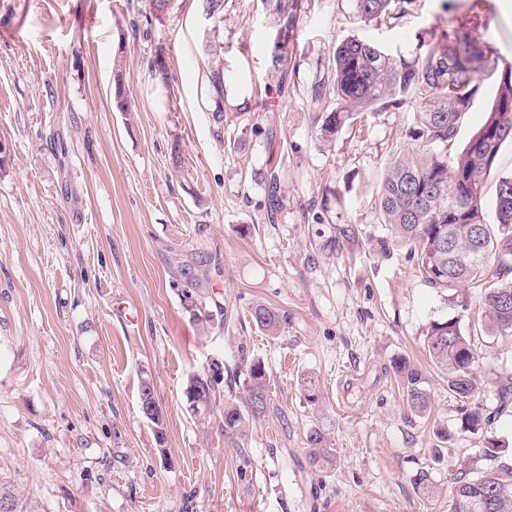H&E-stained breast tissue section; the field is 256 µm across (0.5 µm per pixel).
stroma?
<instances>
[{
  "label": "stroma",
  "mask_w": 512,
  "mask_h": 512,
  "mask_svg": "<svg viewBox=\"0 0 512 512\" xmlns=\"http://www.w3.org/2000/svg\"><path fill=\"white\" fill-rule=\"evenodd\" d=\"M300 3L283 47L295 86L269 97L276 30L261 0H226L219 125L203 54L216 23L201 0H174L151 22L142 0H0V490L25 512H448L452 474L489 468L486 436L512 447V407L496 396L512 375V336L487 332L480 285L468 286L465 313L426 286L409 245L378 221V184L409 146L411 105L366 112L329 147L309 106L319 63L341 40L408 58L437 26H461L489 48L463 147L512 63V10L413 0L389 24L361 20L352 0ZM161 46L168 89L149 67ZM118 73L127 113L112 105ZM266 165L285 179L273 223L253 178ZM194 251L224 268L204 290L223 305L222 323L184 309L173 270ZM257 304L280 312L277 334L254 325ZM456 316L478 351L484 434L460 432L462 403L425 351L431 324ZM214 358L228 376L251 358L266 366L269 411L244 437L224 433L222 404L202 422L183 401L188 375ZM401 358L428 379L427 411L407 403ZM306 375L318 404L301 390ZM145 378L164 413L161 443L139 409ZM315 426L330 437L331 468L309 464ZM420 471L433 496L415 489Z\"/></svg>",
  "instance_id": "35a3bbf8"
}]
</instances>
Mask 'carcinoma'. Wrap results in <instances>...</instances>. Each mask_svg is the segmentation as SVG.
Segmentation results:
<instances>
[{
    "mask_svg": "<svg viewBox=\"0 0 512 512\" xmlns=\"http://www.w3.org/2000/svg\"><path fill=\"white\" fill-rule=\"evenodd\" d=\"M172 0H145L149 18L157 21L171 9ZM413 0H353L365 21H397ZM276 30L288 38L300 11L298 0H262ZM208 84L213 114L224 123V39L205 45ZM486 49L464 28H442L411 58H395L373 43L347 39L328 56L326 76L311 89V102L318 109V140L330 143L342 129L379 104L412 103L410 148L398 154L384 171L375 202L379 219L390 235L411 248L422 281L448 292V301L468 310L464 286L486 283L483 304L488 313L487 330L493 335L512 336V172L497 178L494 219L486 216L483 188L495 170L502 148L512 145V64H507L484 123L455 156L448 155L462 116L482 91L481 73ZM271 64L279 74L278 87L288 82L284 56L275 49ZM150 71L156 82L170 84L172 75L163 51L155 53ZM113 104L119 112L132 111L122 74L113 79ZM254 178L264 186L268 217L283 211L281 180L272 168H259ZM210 260L201 252L186 255L174 271L186 312L196 321L217 318L202 294L208 280ZM254 324L275 334L281 328L279 313L265 305L251 311ZM425 349L432 363L448 374V389L461 401L474 396L476 379L470 372L477 352L460 319L450 318L431 325ZM410 407L424 411L430 405L423 372L402 358L395 363ZM243 396H224V432L244 436L249 422L268 412L269 376L265 364L253 359L246 364ZM224 391V377L208 370L187 378L183 397L194 417H206L217 396ZM491 417L476 404L464 408L461 431L484 432ZM309 463L324 469L333 465L332 449L320 428L306 437ZM449 512H512V464L504 462L477 476L453 474Z\"/></svg>",
    "mask_w": 512,
    "mask_h": 512,
    "instance_id": "obj_1",
    "label": "carcinoma"
}]
</instances>
